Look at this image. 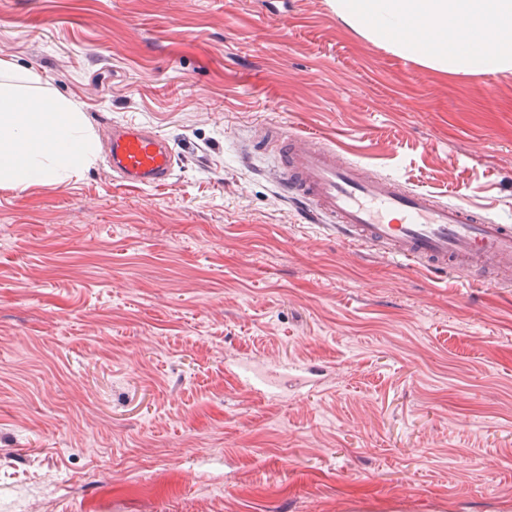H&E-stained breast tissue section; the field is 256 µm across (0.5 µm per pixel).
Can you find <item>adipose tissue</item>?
I'll list each match as a JSON object with an SVG mask.
<instances>
[{
    "label": "adipose tissue",
    "mask_w": 512,
    "mask_h": 512,
    "mask_svg": "<svg viewBox=\"0 0 512 512\" xmlns=\"http://www.w3.org/2000/svg\"><path fill=\"white\" fill-rule=\"evenodd\" d=\"M336 13L426 67L512 71V0H336ZM465 22L472 30L449 43ZM15 78L13 65L0 62V186L66 184L97 152L84 114L67 99L22 94Z\"/></svg>",
    "instance_id": "obj_1"
}]
</instances>
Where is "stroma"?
I'll return each instance as SVG.
<instances>
[{
	"instance_id": "1",
	"label": "stroma",
	"mask_w": 512,
	"mask_h": 512,
	"mask_svg": "<svg viewBox=\"0 0 512 512\" xmlns=\"http://www.w3.org/2000/svg\"><path fill=\"white\" fill-rule=\"evenodd\" d=\"M0 60L177 155L0 188V512H512V287L305 222L260 145L512 216L511 72L334 0H0ZM109 153L114 180L125 186L163 187L176 164L169 142L140 124H113Z\"/></svg>"
}]
</instances>
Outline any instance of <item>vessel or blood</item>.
<instances>
[{
	"instance_id": "obj_1",
	"label": "vessel or blood",
	"mask_w": 512,
	"mask_h": 512,
	"mask_svg": "<svg viewBox=\"0 0 512 512\" xmlns=\"http://www.w3.org/2000/svg\"><path fill=\"white\" fill-rule=\"evenodd\" d=\"M264 137L280 163L282 191L304 208L307 221L331 224L351 245L386 248L434 274L457 265L498 270L503 284L512 283L511 224L402 187L310 138L271 129ZM109 153L115 181L132 187L165 186L176 164L169 142L140 124L113 125Z\"/></svg>"
}]
</instances>
